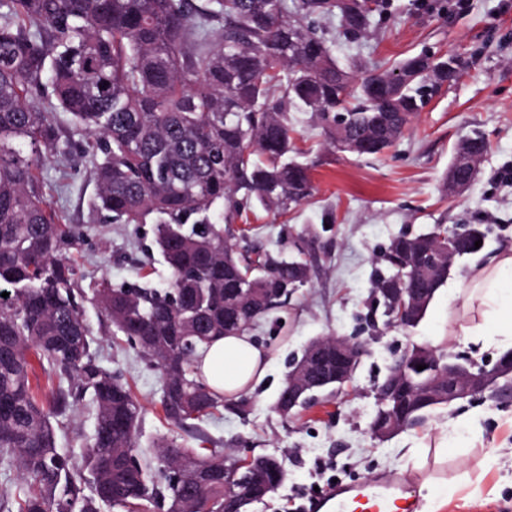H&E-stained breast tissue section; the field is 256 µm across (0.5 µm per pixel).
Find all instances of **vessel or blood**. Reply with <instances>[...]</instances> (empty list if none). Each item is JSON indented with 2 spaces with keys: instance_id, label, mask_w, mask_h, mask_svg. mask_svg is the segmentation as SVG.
<instances>
[{
  "instance_id": "vessel-or-blood-1",
  "label": "vessel or blood",
  "mask_w": 512,
  "mask_h": 512,
  "mask_svg": "<svg viewBox=\"0 0 512 512\" xmlns=\"http://www.w3.org/2000/svg\"><path fill=\"white\" fill-rule=\"evenodd\" d=\"M403 488L396 483L361 482L347 491L327 494V512H412V504L403 501Z\"/></svg>"
}]
</instances>
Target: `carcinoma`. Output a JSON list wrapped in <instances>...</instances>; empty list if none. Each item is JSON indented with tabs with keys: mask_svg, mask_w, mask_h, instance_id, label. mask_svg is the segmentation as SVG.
<instances>
[{
	"mask_svg": "<svg viewBox=\"0 0 512 512\" xmlns=\"http://www.w3.org/2000/svg\"><path fill=\"white\" fill-rule=\"evenodd\" d=\"M384 9L385 0L366 16L358 0H0V469L23 478L0 512H230L238 491L225 481L232 454L171 439L154 465L137 455L142 407L91 351L77 266L60 254L74 230L45 194L42 159L60 149L56 114L93 137L78 154L93 169V210L116 224H156L167 287L104 281L92 296L113 335L154 360L165 416L183 427L224 405L198 370L200 349L249 331L308 282L306 261L253 259L222 227L254 205L283 214L312 197L292 113H309L328 149L378 156L463 72L453 55L422 52L358 81L318 22L334 19L360 40ZM413 240L392 239L372 281L389 323L396 312L380 289L399 274L404 287H423L428 257ZM436 356L448 352L422 353L405 376L404 431L444 406L424 397ZM35 362L56 381L48 410L30 389ZM317 369L335 380L333 341ZM86 396L95 429L79 464L57 448L54 424ZM282 466L254 458L257 502L278 489L270 481Z\"/></svg>",
	"mask_w": 512,
	"mask_h": 512,
	"instance_id": "1",
	"label": "carcinoma"
}]
</instances>
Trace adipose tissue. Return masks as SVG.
Instances as JSON below:
<instances>
[{"instance_id":"ef3b65f1","label":"adipose tissue","mask_w":512,"mask_h":512,"mask_svg":"<svg viewBox=\"0 0 512 512\" xmlns=\"http://www.w3.org/2000/svg\"><path fill=\"white\" fill-rule=\"evenodd\" d=\"M465 281L462 306L478 319L459 321L457 336L482 351H512V250L501 251L486 263L472 262ZM199 365L208 384L231 398L253 390L264 379L267 354L244 333L214 341Z\"/></svg>"}]
</instances>
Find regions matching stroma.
I'll return each mask as SVG.
<instances>
[{
	"mask_svg": "<svg viewBox=\"0 0 512 512\" xmlns=\"http://www.w3.org/2000/svg\"><path fill=\"white\" fill-rule=\"evenodd\" d=\"M327 29L335 34V23ZM423 51L458 55L467 67L457 83L432 98L394 147L377 157L324 152L319 129L307 115L297 114L295 142L315 163L313 196L285 215L255 209L245 231L224 227L239 247L297 250L312 264L310 281L251 331L270 359L254 391L225 399L217 414L183 428L173 425L162 411L161 379L153 362L135 344H114L100 309L83 302L98 361L133 387L142 406L137 435L143 456L152 457L157 442L171 438L189 448L205 444L239 457L277 456L287 478L251 512H291L308 506L315 486L389 475L405 477L412 496L426 479L453 486L443 512H512V399L478 396L434 409L423 424L385 442L369 433L374 387L392 356L410 341L434 344L436 310L448 301L447 289H439L416 327L385 325L370 288L381 268L380 253L394 237L415 236L437 224L452 231L487 225L479 254L484 262L512 248V0H387L367 37L350 43L335 34L333 44L337 60L361 74ZM475 130L488 140L479 174L463 195L448 196L444 178L454 148ZM46 168L47 199L81 233L67 251L80 274L135 284L146 265L154 285L167 286L170 273L154 242V224H111L93 213L90 164L57 154L47 159ZM323 336L357 338L368 352L342 393L282 416L274 402L293 361ZM471 418L479 422L481 439L469 448L449 449L447 460H437L433 444L449 423ZM65 423L58 446L81 457L94 428L84 401L72 404Z\"/></svg>",
	"mask_w": 512,
	"mask_h": 512,
	"instance_id": "stroma-1",
	"label": "stroma"
}]
</instances>
